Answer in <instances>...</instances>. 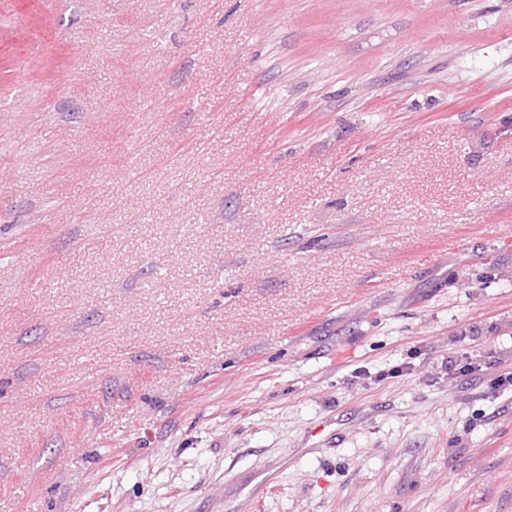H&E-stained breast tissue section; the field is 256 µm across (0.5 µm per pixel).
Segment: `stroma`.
<instances>
[{
  "mask_svg": "<svg viewBox=\"0 0 512 512\" xmlns=\"http://www.w3.org/2000/svg\"><path fill=\"white\" fill-rule=\"evenodd\" d=\"M511 373L512 0H0V512H512Z\"/></svg>",
  "mask_w": 512,
  "mask_h": 512,
  "instance_id": "35a3bbf8",
  "label": "stroma"
}]
</instances>
